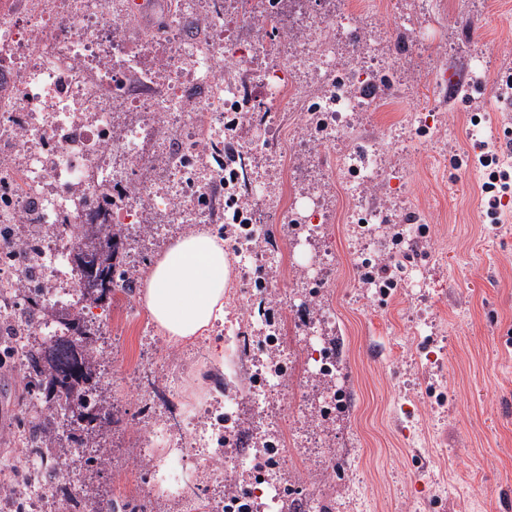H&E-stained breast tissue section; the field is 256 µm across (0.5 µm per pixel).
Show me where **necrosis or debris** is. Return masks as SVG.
<instances>
[{
  "label": "necrosis or debris",
  "mask_w": 512,
  "mask_h": 512,
  "mask_svg": "<svg viewBox=\"0 0 512 512\" xmlns=\"http://www.w3.org/2000/svg\"><path fill=\"white\" fill-rule=\"evenodd\" d=\"M308 0H164L166 33L144 31L126 0H0V223L11 227L0 251H26L25 228L51 224L52 237L27 253L33 266L22 290L60 305L80 302L70 255L80 224L122 225L124 266L171 224H211L225 201L246 203L242 264L267 263L265 218L281 214L315 247L328 213L307 166L269 162L266 140L277 113L304 115L317 143L335 142L358 111L346 76L375 75L369 50L340 53L326 23L311 20ZM295 33L288 41L255 34L252 23ZM343 55L344 71L331 62ZM249 113L234 146L233 178H224V115ZM109 188L121 196L106 216L85 201ZM316 345L307 368L336 378L333 342L320 322L306 326ZM251 391L230 399L216 431L183 424L146 434L164 438L171 455L164 480L178 488V512H220L214 501L181 491L177 461L232 436L244 408L269 418V393L288 380L275 359L254 363Z\"/></svg>",
  "instance_id": "1"
}]
</instances>
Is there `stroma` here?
<instances>
[{
	"instance_id": "35a3bbf8",
	"label": "stroma",
	"mask_w": 512,
	"mask_h": 512,
	"mask_svg": "<svg viewBox=\"0 0 512 512\" xmlns=\"http://www.w3.org/2000/svg\"><path fill=\"white\" fill-rule=\"evenodd\" d=\"M369 5L359 16L337 8L333 25L344 49L378 37L398 59V70L356 90L373 110L360 113L342 145L309 141L293 122L275 132L280 149L312 154L328 175L327 282L310 305L295 308L312 255L270 216V247L288 261L260 294L252 268L225 243L227 290L239 297L226 315L248 328L271 298L288 325L294 357L276 397L282 430L292 437L282 448L287 512H512V205L488 223L480 208L485 174L473 162L485 147L512 169V100L496 95L498 81L512 74V0ZM375 144L384 149L382 176L357 188L335 177L342 150ZM356 195L384 222L365 247L349 231ZM364 252L400 259L389 294L364 287ZM142 294L135 288L106 313L112 346L124 349L126 361L98 379L112 413L95 433L103 455L91 467L74 455L67 462L69 480L90 493L88 512H177L173 498H141L129 483L130 475L145 480L153 472L139 456L144 428L179 419L181 409L159 406L167 376L185 375L181 408L210 407L225 392L249 389L250 361L266 354L256 340L250 354L231 347L216 361L220 322L179 345L158 328L144 335L151 316ZM313 318L334 340L348 396L344 413L319 423L318 448L302 444L306 423L297 415L312 397L303 337ZM43 342L0 333V503L23 497L21 434L49 415L27 379L26 351Z\"/></svg>"
}]
</instances>
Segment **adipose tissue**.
<instances>
[{"label":"adipose tissue","instance_id":"obj_1","mask_svg":"<svg viewBox=\"0 0 512 512\" xmlns=\"http://www.w3.org/2000/svg\"><path fill=\"white\" fill-rule=\"evenodd\" d=\"M230 264L224 242L200 231L182 237L151 268L143 300L174 342H188L224 318Z\"/></svg>","mask_w":512,"mask_h":512}]
</instances>
